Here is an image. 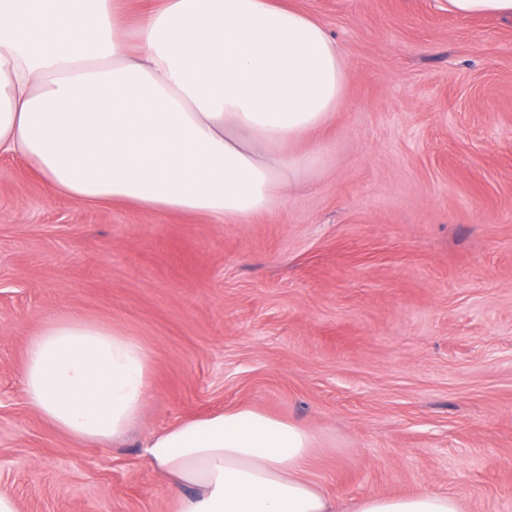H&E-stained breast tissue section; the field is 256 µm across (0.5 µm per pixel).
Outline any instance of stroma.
I'll use <instances>...</instances> for the list:
<instances>
[{"label": "stroma", "mask_w": 512, "mask_h": 512, "mask_svg": "<svg viewBox=\"0 0 512 512\" xmlns=\"http://www.w3.org/2000/svg\"><path fill=\"white\" fill-rule=\"evenodd\" d=\"M348 66L323 163L240 224L80 203L0 155V492L19 512H169L147 435L248 407L315 436L330 495L512 512V19L448 0H292ZM74 311L153 353L135 429L93 445L26 404Z\"/></svg>", "instance_id": "stroma-1"}]
</instances>
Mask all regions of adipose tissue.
I'll return each instance as SVG.
<instances>
[{
  "mask_svg": "<svg viewBox=\"0 0 512 512\" xmlns=\"http://www.w3.org/2000/svg\"><path fill=\"white\" fill-rule=\"evenodd\" d=\"M346 63L325 28L282 0H0V154L81 203L241 222L323 161L296 142L345 99ZM152 357L111 323L63 312L29 338L28 407L87 443L139 421ZM312 433L239 408L181 421L145 443L179 488L170 512H462L422 490L352 503L322 490Z\"/></svg>",
  "mask_w": 512,
  "mask_h": 512,
  "instance_id": "adipose-tissue-1",
  "label": "adipose tissue"
}]
</instances>
